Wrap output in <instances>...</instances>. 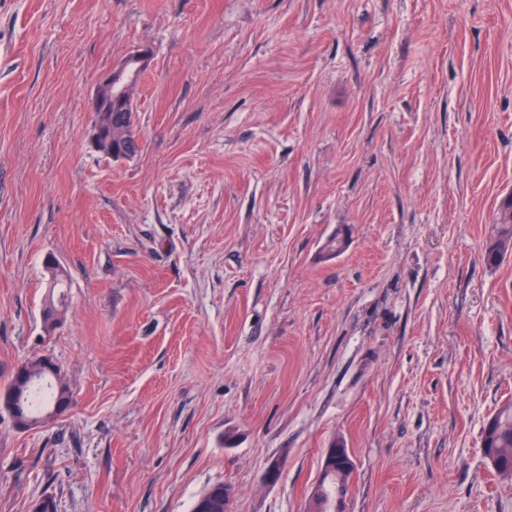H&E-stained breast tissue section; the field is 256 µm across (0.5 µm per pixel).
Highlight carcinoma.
Here are the masks:
<instances>
[{"instance_id":"carcinoma-1","label":"carcinoma","mask_w":512,"mask_h":512,"mask_svg":"<svg viewBox=\"0 0 512 512\" xmlns=\"http://www.w3.org/2000/svg\"><path fill=\"white\" fill-rule=\"evenodd\" d=\"M99 134L97 146L110 158L131 157L138 152L139 142L134 138V113L108 112L97 116ZM502 224L497 237L486 251L487 263L493 265L512 252V198L504 200L501 208ZM5 392L12 397L11 404L35 424L46 420L45 411L57 401L70 398L68 388L61 381V371L50 373L38 366L28 372L23 381L15 380ZM483 447L494 449L502 465L501 472L512 473V405L502 408L483 429ZM352 470L344 462H331L322 468L315 488L311 512H336V503L346 496ZM232 497L224 495V484L209 488V502L213 512H231Z\"/></svg>"}]
</instances>
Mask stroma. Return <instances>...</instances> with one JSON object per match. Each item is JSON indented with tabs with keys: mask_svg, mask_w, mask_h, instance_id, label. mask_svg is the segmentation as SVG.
Wrapping results in <instances>:
<instances>
[{
	"mask_svg": "<svg viewBox=\"0 0 512 512\" xmlns=\"http://www.w3.org/2000/svg\"><path fill=\"white\" fill-rule=\"evenodd\" d=\"M510 195L512 0H0V388L46 355L72 397L0 407V512H304L335 442L345 512H512ZM146 60V51L132 54L101 80L93 102V112L106 113L103 117L97 115L100 125L97 146L99 151L107 157H131L138 152L139 142L134 138V112H132L131 103L126 104L125 101L126 93L130 87L134 86L135 79L139 81ZM116 88H118V94L112 97V90L114 93ZM118 102L125 103L121 111L115 108ZM502 224L497 237L486 251V260L490 265L496 264L508 252H512V197L506 198L502 204ZM483 447L493 448L503 473H512V405L502 408L483 429Z\"/></svg>",
	"mask_w": 512,
	"mask_h": 512,
	"instance_id": "stroma-1",
	"label": "stroma"
}]
</instances>
